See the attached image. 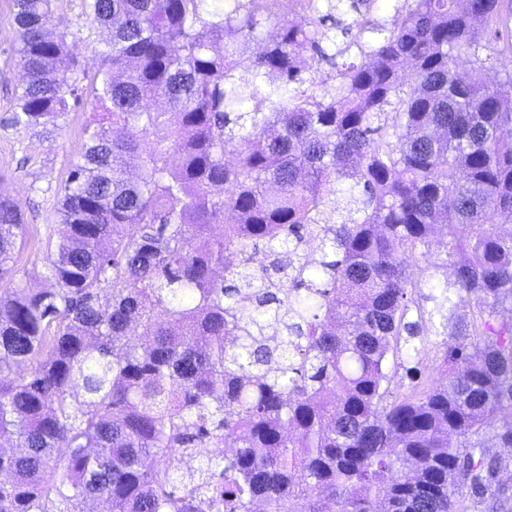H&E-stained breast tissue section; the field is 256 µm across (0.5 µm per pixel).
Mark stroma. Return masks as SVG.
Returning <instances> with one entry per match:
<instances>
[{
	"label": "stroma",
	"instance_id": "stroma-1",
	"mask_svg": "<svg viewBox=\"0 0 512 512\" xmlns=\"http://www.w3.org/2000/svg\"><path fill=\"white\" fill-rule=\"evenodd\" d=\"M53 28L75 39V54L87 77H94L101 62L96 50L107 39L106 30L91 23L82 0H54ZM23 72L16 55L13 0H0V194L16 200L27 227L24 247L17 253L18 272L10 285L46 287L42 278L48 247L54 246L63 227L59 222L58 189L79 161L86 131L93 121L94 104L82 101L69 112L58 130L15 128L7 123L21 91Z\"/></svg>",
	"mask_w": 512,
	"mask_h": 512
}]
</instances>
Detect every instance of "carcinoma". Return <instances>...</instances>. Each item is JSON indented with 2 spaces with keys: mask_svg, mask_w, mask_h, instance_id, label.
<instances>
[{
  "mask_svg": "<svg viewBox=\"0 0 512 512\" xmlns=\"http://www.w3.org/2000/svg\"><path fill=\"white\" fill-rule=\"evenodd\" d=\"M51 2L13 0L16 128L82 102ZM230 2L83 0L110 31L102 113L53 287L0 289V512H512V70L489 83L481 58L512 63V0H393L383 24L375 0ZM341 37L361 60L309 92ZM437 228L445 257L409 274ZM25 238L0 195V281ZM421 336L452 337L446 382L400 393Z\"/></svg>",
  "mask_w": 512,
  "mask_h": 512,
  "instance_id": "carcinoma-1",
  "label": "carcinoma"
}]
</instances>
